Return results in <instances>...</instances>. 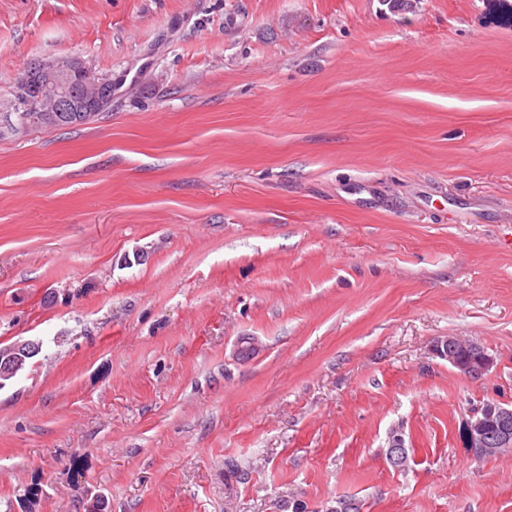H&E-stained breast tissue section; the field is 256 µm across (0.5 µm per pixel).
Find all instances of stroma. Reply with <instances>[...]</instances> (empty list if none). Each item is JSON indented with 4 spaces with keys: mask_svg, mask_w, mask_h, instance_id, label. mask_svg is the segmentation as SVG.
Masks as SVG:
<instances>
[{
    "mask_svg": "<svg viewBox=\"0 0 512 512\" xmlns=\"http://www.w3.org/2000/svg\"><path fill=\"white\" fill-rule=\"evenodd\" d=\"M411 3L0 0V512H512V0ZM64 58L111 107L21 126ZM434 354L473 379L482 378L494 365V359L476 342L448 336L432 345ZM465 448L479 458L511 454V402H485L464 425Z\"/></svg>",
    "mask_w": 512,
    "mask_h": 512,
    "instance_id": "1",
    "label": "stroma"
}]
</instances>
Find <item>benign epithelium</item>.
Listing matches in <instances>:
<instances>
[{"label": "benign epithelium", "mask_w": 512, "mask_h": 512, "mask_svg": "<svg viewBox=\"0 0 512 512\" xmlns=\"http://www.w3.org/2000/svg\"><path fill=\"white\" fill-rule=\"evenodd\" d=\"M18 99L39 112H97L112 103V81L96 76L78 59L37 61L17 82ZM434 354L473 378H482L494 359L476 342L450 336L432 345ZM464 446L483 458L512 452V404L485 402L464 425Z\"/></svg>", "instance_id": "1"}]
</instances>
